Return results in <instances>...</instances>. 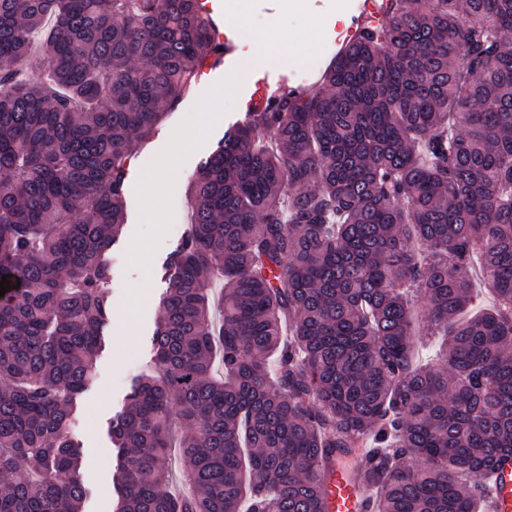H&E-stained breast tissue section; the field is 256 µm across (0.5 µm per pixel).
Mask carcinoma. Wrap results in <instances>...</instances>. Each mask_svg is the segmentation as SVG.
<instances>
[{"label": "carcinoma", "instance_id": "1", "mask_svg": "<svg viewBox=\"0 0 512 512\" xmlns=\"http://www.w3.org/2000/svg\"><path fill=\"white\" fill-rule=\"evenodd\" d=\"M375 6L201 164L154 367L112 420L113 512H328L359 453L369 512H479L512 459V0ZM212 29L199 0H0V512H82L74 400L127 164L224 49Z\"/></svg>", "mask_w": 512, "mask_h": 512}]
</instances>
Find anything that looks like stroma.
Here are the masks:
<instances>
[{
    "label": "stroma",
    "mask_w": 512,
    "mask_h": 512,
    "mask_svg": "<svg viewBox=\"0 0 512 512\" xmlns=\"http://www.w3.org/2000/svg\"><path fill=\"white\" fill-rule=\"evenodd\" d=\"M302 10L280 14V0H251L246 25L251 34L263 36L270 29L286 32L287 40L270 45L266 63L246 75L234 96L225 99L220 120L197 123L202 105L223 87L226 67L203 70L174 111L156 126L152 136L131 163L126 189V224L112 249L109 324L96 357L92 383L76 399L78 423L75 436L81 444V476L89 489L83 512H112L116 497L112 466L116 450L109 435L110 423L123 408L133 380L149 369L151 337L160 316L159 302L168 286L173 252L181 242L177 227L188 224L189 187L201 160L221 143L225 131L241 122L259 98L261 86L287 83L313 85L323 68L346 43L345 31L360 16L362 0H302ZM316 20L309 31L307 20ZM320 49L317 65H308L313 49ZM192 128L183 150L170 153L175 131ZM152 158L168 172L160 208L151 206V189L143 180L138 162Z\"/></svg>",
    "instance_id": "obj_1"
}]
</instances>
